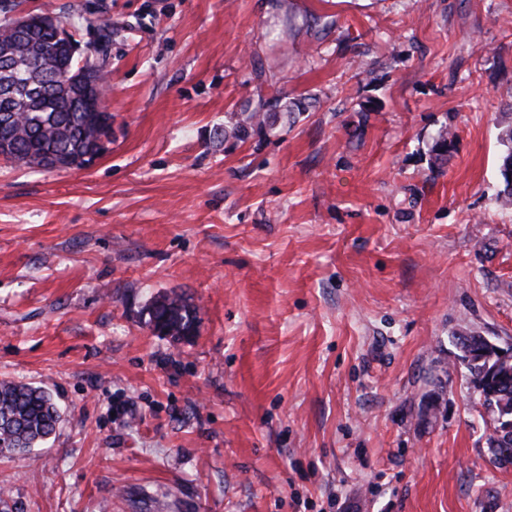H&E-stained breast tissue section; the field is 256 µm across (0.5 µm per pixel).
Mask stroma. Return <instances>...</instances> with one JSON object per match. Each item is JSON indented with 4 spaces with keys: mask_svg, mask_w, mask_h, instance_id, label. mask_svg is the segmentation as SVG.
Wrapping results in <instances>:
<instances>
[{
    "mask_svg": "<svg viewBox=\"0 0 512 512\" xmlns=\"http://www.w3.org/2000/svg\"><path fill=\"white\" fill-rule=\"evenodd\" d=\"M16 9L111 28L112 144L0 158V379L61 411L0 512H512L457 345H512V0ZM274 97L299 111L239 138ZM171 292L180 342L147 325ZM279 101H276L273 105H270L269 109H264V105H259L257 108L253 109L251 112H243L241 114V119L237 125L238 133H246L248 128H251L252 125L256 122L257 124L270 122L272 118H274L277 112H272L276 110L278 107ZM196 308L178 294L161 295L148 308V324L159 336L179 341L197 333Z\"/></svg>",
    "mask_w": 512,
    "mask_h": 512,
    "instance_id": "stroma-1",
    "label": "stroma"
}]
</instances>
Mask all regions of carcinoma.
I'll return each instance as SVG.
<instances>
[{"label":"carcinoma","mask_w":512,"mask_h":512,"mask_svg":"<svg viewBox=\"0 0 512 512\" xmlns=\"http://www.w3.org/2000/svg\"><path fill=\"white\" fill-rule=\"evenodd\" d=\"M15 44L17 80L29 81L31 87L17 91L18 97L0 93V113L8 112L17 119L0 126V140L15 144L11 159L27 167L38 164L45 151L79 154L91 144L96 127L112 120L109 112H76L68 100L65 83L55 81L52 73L76 68L71 43L57 37L52 30L36 27L25 41L0 30V42ZM278 104L266 109L260 105L241 113L237 132L244 133L252 125L267 123L276 116ZM448 130L441 129L432 151L438 166L447 161L448 153L440 147L448 144ZM148 324L160 336L179 341L196 335V308L182 295H161L148 308ZM468 371L473 386L485 391L484 404L499 413L500 402L512 403V385H503L488 377L484 364L473 363ZM61 420L59 407L52 394L32 383L0 380V456L11 458L44 443ZM489 450L498 462L512 460V435L489 436Z\"/></svg>","instance_id":"1"}]
</instances>
